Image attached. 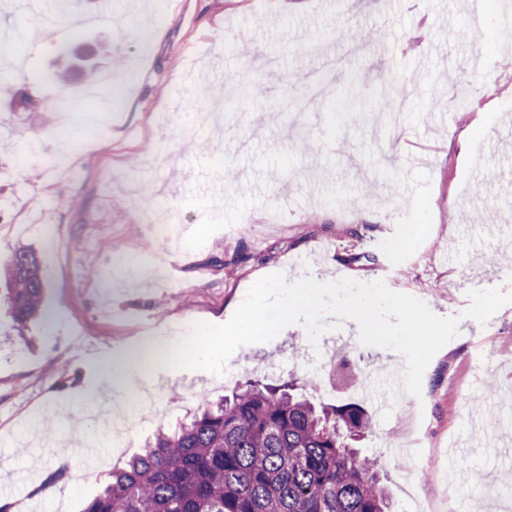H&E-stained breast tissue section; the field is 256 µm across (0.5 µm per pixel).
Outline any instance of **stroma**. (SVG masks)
Returning <instances> with one entry per match:
<instances>
[{
    "label": "stroma",
    "instance_id": "stroma-1",
    "mask_svg": "<svg viewBox=\"0 0 512 512\" xmlns=\"http://www.w3.org/2000/svg\"><path fill=\"white\" fill-rule=\"evenodd\" d=\"M509 28L502 0L477 12L470 0H112L106 17L74 0L67 20L0 0V55L25 58L21 78L0 64V112L13 118L0 133V264L33 248L48 286L43 314L21 332L0 301V500L20 512H82L113 470L157 429L191 417L200 398L273 380L367 411L372 428L359 447L376 459L393 512H476L474 493L488 489L499 512H512L501 491L512 474V303L483 325L463 316L467 283L512 293V208L502 206L512 200V48L500 39ZM376 30L380 56L358 40ZM35 35L42 50L32 55ZM104 71L120 101L96 115L86 92ZM243 79L260 91L253 104L230 113L209 104L204 121L185 117L191 136L163 139L154 112ZM386 81L408 94L401 122L381 110L336 125L338 93L376 97ZM440 113L446 124H436ZM68 114L108 128V140L87 150L65 126ZM34 136L46 149L67 146L71 174L24 162ZM126 174L136 175L137 196L116 184ZM151 207L180 215L183 247L150 236ZM484 209L494 222L474 223ZM40 223L61 228L63 254L50 253ZM408 224L414 242L397 250ZM137 250L165 262L166 280L125 274L116 259ZM76 268L85 287L71 280ZM273 273L381 279L437 316H461L459 333L428 365L421 397L403 392L384 404L364 386L402 358L361 344L351 320L336 351L326 346L331 333L315 347L295 324L241 347L226 363L231 380L162 368L126 383L119 355L153 331L225 323ZM105 394L144 412L124 445H100L95 462L84 444L97 442L101 425L80 411ZM404 441L422 452L410 479L397 451ZM62 468L66 479L50 483ZM452 470L463 497L448 492Z\"/></svg>",
    "mask_w": 512,
    "mask_h": 512
}]
</instances>
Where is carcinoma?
<instances>
[{
	"instance_id": "obj_1",
	"label": "carcinoma",
	"mask_w": 512,
	"mask_h": 512,
	"mask_svg": "<svg viewBox=\"0 0 512 512\" xmlns=\"http://www.w3.org/2000/svg\"><path fill=\"white\" fill-rule=\"evenodd\" d=\"M332 109L364 117L376 107L347 95ZM4 274L21 329L43 305L37 256L14 250ZM371 427L356 404L317 408L290 385L249 383L157 431L84 512H391L374 462L345 440Z\"/></svg>"
}]
</instances>
